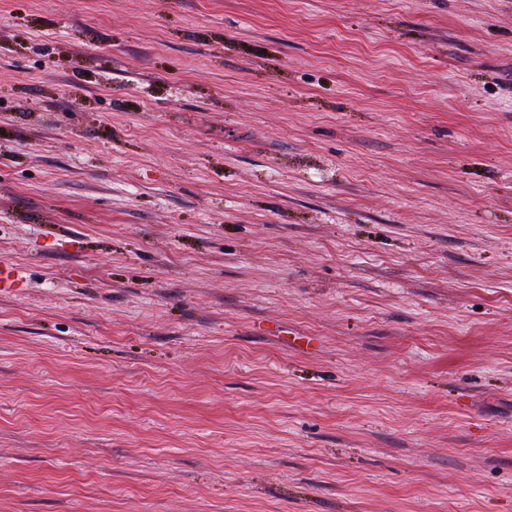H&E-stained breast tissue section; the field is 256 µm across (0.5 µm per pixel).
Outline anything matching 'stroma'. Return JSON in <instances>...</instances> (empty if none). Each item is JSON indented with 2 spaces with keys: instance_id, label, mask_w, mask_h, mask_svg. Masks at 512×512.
I'll list each match as a JSON object with an SVG mask.
<instances>
[{
  "instance_id": "obj_1",
  "label": "stroma",
  "mask_w": 512,
  "mask_h": 512,
  "mask_svg": "<svg viewBox=\"0 0 512 512\" xmlns=\"http://www.w3.org/2000/svg\"><path fill=\"white\" fill-rule=\"evenodd\" d=\"M0 512H512V0H0Z\"/></svg>"
}]
</instances>
